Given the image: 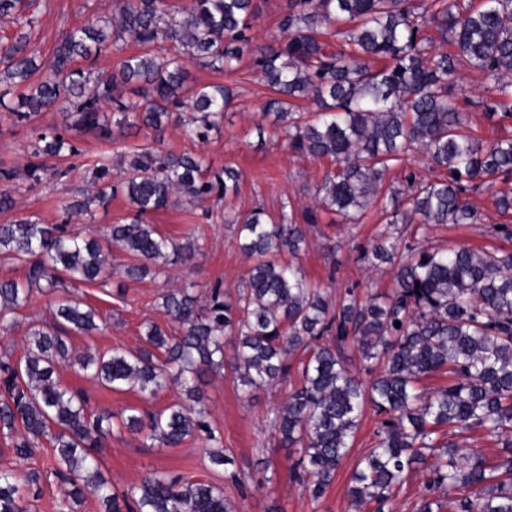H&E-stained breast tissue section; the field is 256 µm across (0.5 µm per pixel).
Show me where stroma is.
<instances>
[{
	"instance_id": "obj_1",
	"label": "stroma",
	"mask_w": 512,
	"mask_h": 512,
	"mask_svg": "<svg viewBox=\"0 0 512 512\" xmlns=\"http://www.w3.org/2000/svg\"><path fill=\"white\" fill-rule=\"evenodd\" d=\"M36 4L40 25L33 31L32 40L45 57L52 53L62 30L84 21L85 9L102 15L110 10V0H36ZM191 74L201 83L221 82L237 87V106L207 143L192 145L171 126L161 137L162 149L175 152L194 149L204 154L213 166L229 165L239 170V193L230 203L236 212L243 213L260 204L275 214L287 199L299 212L310 206L331 162L291 152L274 135L272 128L257 131L269 95L258 76L245 65L224 76L198 66L192 68ZM484 87L485 81L479 72L463 67L458 71L452 95L459 106L465 107L474 135L490 144L512 136V122L497 123L480 110L468 107V100L482 95ZM60 120V112L53 109L41 112L26 124L15 123L7 114L0 116V166L24 170L33 127L54 125ZM143 141V133L134 130L116 144L104 142L93 133L77 135L75 142L83 151V166L62 181L49 169L42 173L39 181H21L15 206L0 211V224L26 216L45 224L63 223L65 205L80 197L89 184L88 164L103 154L119 157ZM510 192L512 177L498 179L492 186L469 196L470 203L481 215V223L423 227L416 223L405 224L401 227L404 241L414 247L445 248L465 244L477 251L498 249L512 253V213H501L495 205L497 196ZM389 220V213L378 207L370 208L356 224L343 223L334 213L318 211L316 223L307 227V245L296 263L308 279L319 283L335 298L348 289L362 302L376 294L390 293L394 287V265L373 267L360 258L362 250ZM150 222L161 234L174 240L201 235L202 253L154 279L148 277L132 282L116 275L105 288L93 284L79 286V297L95 307L109 327L102 333L72 335L73 355L136 349L142 343L144 322L151 320L164 327L171 324L159 307L161 293L187 279L196 281L202 288L220 280L233 292L251 265L239 247L235 225L224 223L219 217L203 220L200 208L187 205L182 198L172 199L167 208L151 215ZM487 224L503 225L504 230L498 236H488L483 232ZM54 302V296L34 293L29 305L19 310L15 327L0 338V354L21 355L29 342L30 323L50 321ZM60 376L63 385L84 393L92 411L106 408L117 414L128 407L143 406L155 412L181 396L179 387L174 386L145 402L135 392L105 389L90 377L75 375L68 367L61 369ZM201 388L211 412V423L223 436L224 451L232 460L231 466L211 467L201 440L191 438L177 448L149 445L116 425L111 435L103 440L101 471L104 476L121 490L139 485L157 471L191 480H208L223 487L225 499L234 505L236 512H354L348 495L353 467L356 458L372 447L380 421L372 407L363 410L349 459L344 460L325 496L315 502L303 492L295 478L294 453L279 446L269 427L274 408L286 397L284 390L261 389L251 398H244L238 377L229 368L205 375ZM233 470L248 474V482L242 486L232 483L228 475Z\"/></svg>"
}]
</instances>
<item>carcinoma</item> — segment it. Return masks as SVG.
I'll list each match as a JSON object with an SVG mask.
<instances>
[{
    "label": "carcinoma",
    "instance_id": "obj_1",
    "mask_svg": "<svg viewBox=\"0 0 512 512\" xmlns=\"http://www.w3.org/2000/svg\"><path fill=\"white\" fill-rule=\"evenodd\" d=\"M281 38L260 43L253 34L258 0H187L172 13L167 0H112L108 16L97 12L62 31L52 55L38 61L31 40L40 24L35 0H0V17L16 26L0 43V107L18 123L45 109L62 112V123L36 133L26 176L38 179L44 159H65L80 150L68 132L88 130L109 139L133 128L146 132L129 154L120 179L73 200L69 220L84 223L91 206L121 194L131 218L111 227L106 244L30 217L0 224V256L25 267V281H0V335L16 323L35 289L108 284L116 272L109 256L123 253L131 281L158 275L199 254L202 236L176 242L146 217L174 196L201 206L239 192L240 172L213 167L197 153L164 152L158 136L176 126L184 138L206 143L224 125L237 96L224 84H201L190 67L222 74L243 57L271 90L263 106L274 134L301 154L331 160L317 191L316 208L357 222L378 203V186L390 167L427 155L444 176L417 184L405 181L411 214L420 225L478 224L466 193L512 174V138L486 145L469 128L449 97L462 65L488 80L487 95L473 102L498 122L512 121V0H288ZM455 47L443 53L427 36ZM343 38L330 49L324 35ZM136 51L107 70L99 57ZM315 108L304 112L298 101ZM459 177H454V174ZM17 171L0 168V209L15 204L8 189ZM236 225L240 248L253 264L234 295L221 281L205 294L184 281L162 295L164 313L178 326L172 333L147 324L135 351L69 355L73 333L101 332L107 322L83 300L63 295L50 323L29 326V344L17 358L0 359V437L26 460L50 447V476L67 487L73 502L90 489L104 512H234L224 490L209 481L164 471L120 491L100 473L101 438L112 411L87 410V399L61 383L67 365L113 391H133L145 400L173 384L185 400L150 413L136 407L122 418L125 429L168 448L202 440L209 462H231L200 392L205 374L228 365L239 374L245 395L288 385V356L302 351L300 385L274 409L272 431L283 448L299 454L301 487L320 500L349 457L365 405L383 416L377 441L355 463L348 495L358 509L375 504L384 512L409 474L421 471L427 494L415 512H441L432 492L453 497L456 512H512V254L446 250L403 244L382 232L361 259L374 265L398 259L392 292L362 304L351 289L331 300L300 268L281 260L307 244L305 224L285 199L278 216L256 205L244 215L223 216ZM400 326H395V323ZM232 345L230 359L225 343ZM356 344L370 363L369 378L350 370L340 355ZM448 374V384L419 389L424 377ZM463 437L476 433L502 445L506 455L490 463L466 452L443 428ZM38 470L0 471V512H24L25 498L42 493Z\"/></svg>",
    "mask_w": 512,
    "mask_h": 512
}]
</instances>
